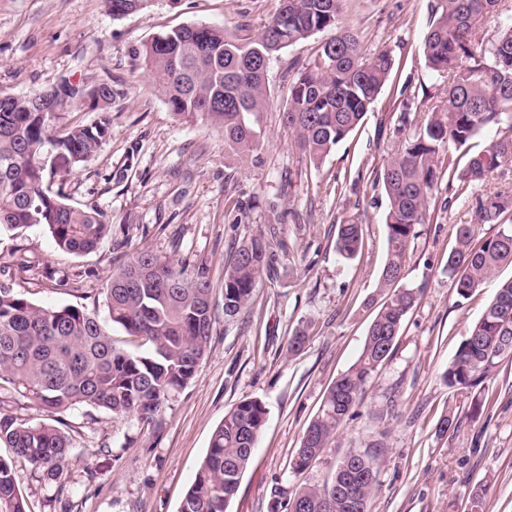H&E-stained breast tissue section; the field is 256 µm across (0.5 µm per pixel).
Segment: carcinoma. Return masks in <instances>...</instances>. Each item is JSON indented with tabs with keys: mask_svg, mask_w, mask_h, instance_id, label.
Returning a JSON list of instances; mask_svg holds the SVG:
<instances>
[{
	"mask_svg": "<svg viewBox=\"0 0 512 512\" xmlns=\"http://www.w3.org/2000/svg\"><path fill=\"white\" fill-rule=\"evenodd\" d=\"M153 0H103L120 18L144 10ZM343 0H283L279 13L253 41L240 43L221 27L190 24L161 32L135 50L170 110L200 119L224 132L228 157L259 161L260 114L270 103L267 69L283 48L317 32L338 33L321 43L290 82L283 120L297 147L318 168L330 152L361 124L387 84L394 62L389 53L368 56L357 37L340 29ZM501 0H433L423 40L426 66L448 78V104L427 113L419 131L377 172L388 199L384 218L387 258L378 278L385 300L370 323L357 361L327 389L319 410L289 460L295 476L321 458L340 429L354 416L367 385L392 357L407 313L420 290L403 284L408 244L428 222L427 200L439 179V153L460 149L494 127L498 137L469 155L464 165L448 166V184L465 187L494 170L512 165V13ZM495 15L491 39L479 23ZM81 103L101 112L91 125L59 126L78 105L48 90L44 111L31 97L0 99V237L39 225L57 248L90 252L109 233L103 214L65 201L53 189L55 177L88 162L110 134L107 116L112 85L75 90ZM512 210V195L479 198L476 224H496L489 237L475 239V224L456 231V247L445 271L457 295L468 298L505 266H512V224L498 223ZM336 251L346 260L361 252L362 221L336 225ZM269 244L261 237L237 247L224 264V314L233 316L251 302L263 274L273 272ZM213 286L204 268L189 279L169 261L143 249L106 289L111 324L138 341L134 352L117 344L108 327L75 306H41L7 284H0V405L18 394L50 417L20 420L0 411V445L15 457L42 468L49 479L62 477L71 442L52 415L88 405L114 416L152 420L169 396L198 371L213 333ZM512 358V278L499 288L480 319L459 344L443 374L450 389L479 390L494 368ZM262 401L239 402L213 431L208 450L179 512H227L238 492L257 440L266 424ZM377 453L350 452L323 485L302 482L277 487L282 512H372L379 473ZM0 512H29L14 482L12 462L0 458Z\"/></svg>",
	"mask_w": 512,
	"mask_h": 512,
	"instance_id": "1",
	"label": "carcinoma"
}]
</instances>
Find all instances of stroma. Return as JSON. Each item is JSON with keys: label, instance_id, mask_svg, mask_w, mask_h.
<instances>
[{"label": "stroma", "instance_id": "1", "mask_svg": "<svg viewBox=\"0 0 512 512\" xmlns=\"http://www.w3.org/2000/svg\"><path fill=\"white\" fill-rule=\"evenodd\" d=\"M431 0H344L343 27L368 55L389 52L391 77L362 123L325 159L310 166L282 122L289 65H305L330 31L288 46L271 59V104L261 118L259 164H237L224 135L176 116L133 60L155 34L190 24L224 27L255 39L282 0H153L115 19L102 0H0V90L28 95L68 84H112V131L97 154L65 176L68 203L104 214L111 230L96 250H58L40 226L0 238V283L44 306L72 305L107 320L106 288L136 252L147 249L185 276L207 268L213 284L214 329L196 376L173 393L156 421L113 417L87 406L61 414L72 448L64 488L31 464L14 463L16 487L31 512H178L209 439L240 401L268 411L251 462L227 512H273L275 487L294 488L290 456L336 378L357 360L376 313L377 275L385 258L388 200L376 174L397 152L399 117L418 129L446 105L445 78L425 64L422 43ZM512 193V166L466 189L440 177L429 201L431 220L408 246L405 282L420 289L393 356L369 385L354 420L309 471L322 484L352 450L383 443L373 512H470L468 492L486 491L488 512H512V359L492 373L483 398L489 409L470 416L472 393L449 389L442 375L470 326L493 299L503 267L469 299H460L444 270L459 225L472 222L477 198ZM363 222L356 259L336 252L344 217ZM275 255L247 309L224 314V263L249 238ZM34 262L10 269L13 251ZM305 329L309 342L289 355L288 341ZM455 431L442 434L445 413ZM65 501H57V492Z\"/></svg>", "mask_w": 512, "mask_h": 512}]
</instances>
